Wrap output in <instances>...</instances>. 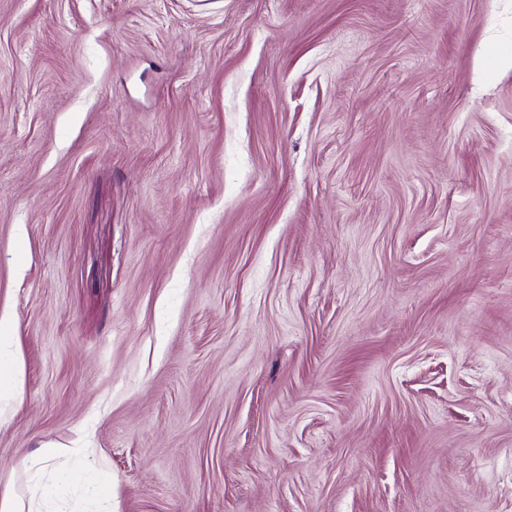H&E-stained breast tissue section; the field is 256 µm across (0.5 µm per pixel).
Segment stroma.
<instances>
[{
	"instance_id": "35a3bbf8",
	"label": "stroma",
	"mask_w": 512,
	"mask_h": 512,
	"mask_svg": "<svg viewBox=\"0 0 512 512\" xmlns=\"http://www.w3.org/2000/svg\"><path fill=\"white\" fill-rule=\"evenodd\" d=\"M512 0H0V480L61 512H512ZM17 327L13 314L5 309L0 310V327L3 329L0 336V390L13 396L22 398L19 389L20 363L17 355L15 336H8L9 327ZM60 448H40L35 454L23 459L29 475L25 497L12 483L0 485L1 512H57L51 510V502L61 490L58 477L64 473L65 463ZM54 477V480H53Z\"/></svg>"
}]
</instances>
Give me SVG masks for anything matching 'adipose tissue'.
Segmentation results:
<instances>
[{
	"label": "adipose tissue",
	"instance_id": "adipose-tissue-1",
	"mask_svg": "<svg viewBox=\"0 0 512 512\" xmlns=\"http://www.w3.org/2000/svg\"><path fill=\"white\" fill-rule=\"evenodd\" d=\"M13 314L0 310V391L21 398L20 363L16 341L7 330L14 326ZM29 475L27 490L18 493L12 483L0 485V512H51L50 505L61 489L58 478L65 470L61 449L46 447L23 460Z\"/></svg>",
	"mask_w": 512,
	"mask_h": 512
}]
</instances>
